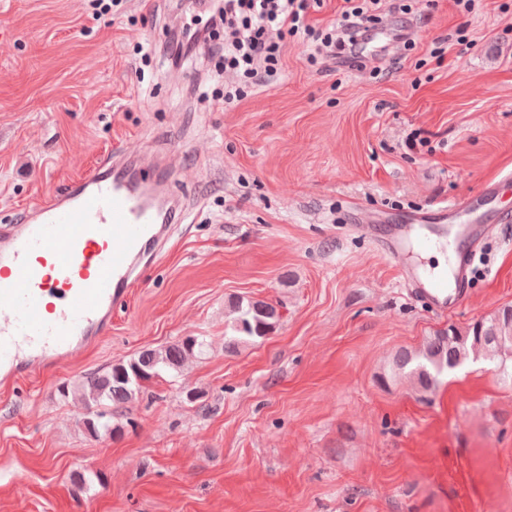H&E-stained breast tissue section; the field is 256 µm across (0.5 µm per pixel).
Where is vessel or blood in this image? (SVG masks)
<instances>
[{"mask_svg": "<svg viewBox=\"0 0 512 512\" xmlns=\"http://www.w3.org/2000/svg\"><path fill=\"white\" fill-rule=\"evenodd\" d=\"M165 158L128 145L114 147L98 165L62 188L38 194L19 221L0 225V384L11 387L112 331V315L127 306L144 270L171 245L185 204L170 188ZM466 199L440 207L442 221L394 224L378 244L400 262L411 296L434 312H455L469 295L474 243L493 233L490 224L447 225ZM453 239L448 271L423 273L406 264Z\"/></svg>", "mask_w": 512, "mask_h": 512, "instance_id": "obj_1", "label": "vessel or blood"}]
</instances>
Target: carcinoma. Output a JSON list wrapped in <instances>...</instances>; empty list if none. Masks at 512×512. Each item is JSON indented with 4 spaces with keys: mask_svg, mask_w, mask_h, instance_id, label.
Listing matches in <instances>:
<instances>
[{
    "mask_svg": "<svg viewBox=\"0 0 512 512\" xmlns=\"http://www.w3.org/2000/svg\"><path fill=\"white\" fill-rule=\"evenodd\" d=\"M234 335L224 337V347L236 349L243 343H253L267 337L279 321L276 307L261 301H240L232 305ZM204 341L188 336L181 341L157 349H146L129 361L112 365L103 375H94L71 386L62 393L79 391L98 406L105 401L121 404L130 401L143 383L160 375L163 370H178L188 357L202 353ZM484 359L499 369L512 362V308H505L492 317L480 320L460 331L454 326L431 337L423 349L403 351L395 358L398 373L410 378L422 392H431L441 377L466 361ZM90 435L113 434L120 429L112 424V415L98 411L84 421Z\"/></svg>",
    "mask_w": 512,
    "mask_h": 512,
    "instance_id": "cac0c4a2",
    "label": "carcinoma"
}]
</instances>
